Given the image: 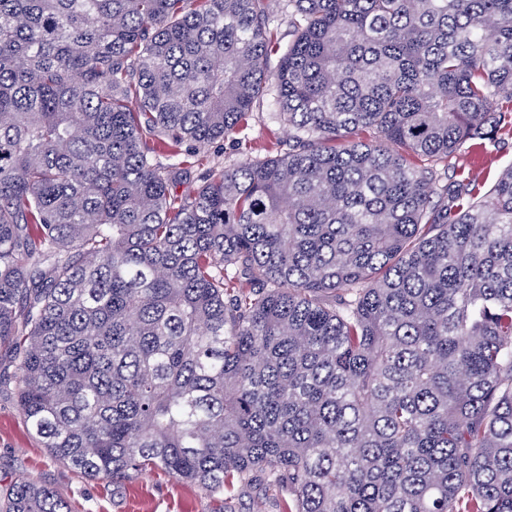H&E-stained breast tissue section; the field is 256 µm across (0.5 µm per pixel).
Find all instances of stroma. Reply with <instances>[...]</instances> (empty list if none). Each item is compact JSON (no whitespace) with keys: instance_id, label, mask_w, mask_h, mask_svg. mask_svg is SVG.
<instances>
[{"instance_id":"35a3bbf8","label":"stroma","mask_w":512,"mask_h":512,"mask_svg":"<svg viewBox=\"0 0 512 512\" xmlns=\"http://www.w3.org/2000/svg\"><path fill=\"white\" fill-rule=\"evenodd\" d=\"M290 132L268 117L267 104L234 134L197 147L183 144L182 152H195L203 167L227 165L247 154L276 156L286 151ZM449 165L464 166L477 183L492 185L500 171L512 165V133L501 135L484 155H454ZM19 373L8 350L0 349V485L22 472L56 490L72 512H281V497L262 475L230 501L208 496L197 485L157 472H145L120 484L91 479L51 459L31 431L17 404Z\"/></svg>"}]
</instances>
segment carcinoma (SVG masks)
<instances>
[{"label":"carcinoma","mask_w":512,"mask_h":512,"mask_svg":"<svg viewBox=\"0 0 512 512\" xmlns=\"http://www.w3.org/2000/svg\"><path fill=\"white\" fill-rule=\"evenodd\" d=\"M0 0V345L50 457L283 512H512V0ZM268 99L288 150L169 190ZM169 147L157 161L148 141ZM0 512H68L20 473ZM269 10L275 14V22L270 25L274 32V40L281 45L287 44L293 38V29L288 24V16L281 14L278 2L270 1ZM500 143L495 149L489 148L488 154L464 156V153L455 154L448 158L449 167L455 165H466L465 173L476 179L480 185L485 183L489 187L496 180L500 171L512 165V133L499 135ZM281 497L269 487L264 477L257 473L250 485L241 490L226 505L224 511L232 512H280ZM223 511V512H224Z\"/></svg>","instance_id":"cac0c4a2"}]
</instances>
